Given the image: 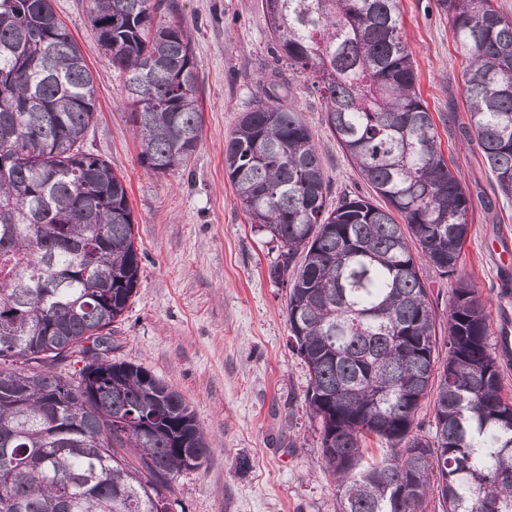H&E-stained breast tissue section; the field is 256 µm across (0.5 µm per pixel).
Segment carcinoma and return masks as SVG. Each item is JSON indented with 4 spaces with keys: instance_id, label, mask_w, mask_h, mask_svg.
<instances>
[{
    "instance_id": "1",
    "label": "carcinoma",
    "mask_w": 512,
    "mask_h": 512,
    "mask_svg": "<svg viewBox=\"0 0 512 512\" xmlns=\"http://www.w3.org/2000/svg\"><path fill=\"white\" fill-rule=\"evenodd\" d=\"M278 60L322 94L325 121L384 205L329 203L284 73L225 137L250 222L280 245L288 344L308 368L336 512H512V395L485 305L458 282L437 336L425 268L453 274L473 201L416 91L398 0H262ZM465 62L472 141L512 199V19L497 0H437ZM99 50L125 75L140 164L197 150L204 113L174 0H89ZM93 75L52 0H0V512H171L206 434L179 392L118 362L110 326L136 294L126 182L84 148ZM445 360H440V350ZM80 368L54 372L63 362ZM432 407L433 428L416 422ZM387 448L365 458V441Z\"/></svg>"
}]
</instances>
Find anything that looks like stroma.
<instances>
[{
	"instance_id": "stroma-1",
	"label": "stroma",
	"mask_w": 512,
	"mask_h": 512,
	"mask_svg": "<svg viewBox=\"0 0 512 512\" xmlns=\"http://www.w3.org/2000/svg\"><path fill=\"white\" fill-rule=\"evenodd\" d=\"M199 62L204 127L182 166L153 173L119 100L124 78L93 43L86 0H52L94 77L97 114L85 146L121 173L135 220L140 280L112 326V358L149 368L177 390L211 439L206 463L175 476L173 512H336L318 424L304 402L309 374L288 344L287 292L270 279L279 245L251 224L224 169V138L275 64L262 0H176ZM405 38L454 175L473 199L456 274L427 270L438 334L464 278L493 336L512 333V200L464 131L462 57L435 0H399ZM290 100L312 131L331 198L370 195L328 128L304 75Z\"/></svg>"
}]
</instances>
